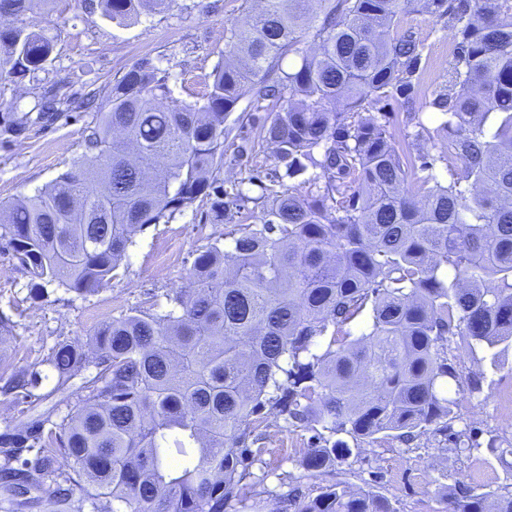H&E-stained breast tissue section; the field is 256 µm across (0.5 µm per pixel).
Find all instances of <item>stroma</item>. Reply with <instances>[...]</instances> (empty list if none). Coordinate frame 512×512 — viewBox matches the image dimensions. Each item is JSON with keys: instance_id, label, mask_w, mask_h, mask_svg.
Instances as JSON below:
<instances>
[{"instance_id": "stroma-1", "label": "stroma", "mask_w": 512, "mask_h": 512, "mask_svg": "<svg viewBox=\"0 0 512 512\" xmlns=\"http://www.w3.org/2000/svg\"><path fill=\"white\" fill-rule=\"evenodd\" d=\"M257 0H174L170 10L141 14L137 21L119 26L106 17L99 0H57L40 14L26 17L33 30L55 35L53 53L44 70L16 78L0 92V115L23 114L44 96L64 99L63 112L53 124L28 126L10 145L0 147V204L33 195L66 170L84 146L82 131L93 112L81 108L87 95L103 94L105 87L135 62L147 58L168 77L174 97L196 101L203 91L201 79L224 61L229 32L245 18ZM404 25L426 45L428 54L422 92L414 112L390 102L385 112L397 143L407 146L418 124L435 129L437 121L426 103L448 79V44L451 30L446 21L420 12H408ZM267 102L245 96L225 126V188L248 180L254 170L269 168L272 152L256 147L241 158L237 151L244 139L254 137L253 120L269 118ZM224 231L212 219L209 200H199L166 223L137 231L124 261V272L98 293L80 296L58 284L47 285L43 297L29 294L30 280L11 251L0 248V316L15 327L0 342V379L15 370H42L56 342L85 337L101 321L119 316L132 307L164 309L166 296L186 282L193 254L212 244ZM172 253V261L157 266L156 256ZM449 357L461 375L482 370L481 392H461L448 431H426L410 443L380 439L361 444L357 454L321 476L305 472L300 461L309 445L310 431L286 427L273 420L265 427L266 452L253 468L261 483L258 500L236 504L231 512H252L261 503L265 512L279 508V498L299 481L303 492L317 494L320 487L337 480L386 497L395 512H445L448 488L471 482L482 473L485 489L512 483V420L503 417L499 399L512 394V348L498 367L481 354L459 348ZM478 443L477 451H458V436ZM503 456H496V449Z\"/></svg>"}]
</instances>
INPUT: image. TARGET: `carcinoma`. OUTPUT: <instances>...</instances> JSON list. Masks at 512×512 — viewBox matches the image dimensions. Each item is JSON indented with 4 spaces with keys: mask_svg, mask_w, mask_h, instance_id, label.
Listing matches in <instances>:
<instances>
[{
    "mask_svg": "<svg viewBox=\"0 0 512 512\" xmlns=\"http://www.w3.org/2000/svg\"><path fill=\"white\" fill-rule=\"evenodd\" d=\"M55 0H0V84L43 69L53 37L19 25ZM174 0H100L123 25ZM230 30L224 63L192 103L172 97L151 61L107 91L84 152L51 184L0 206V241L31 291L80 295L118 275L134 234L204 197L215 221L251 200L231 194L224 119L248 94L273 117L257 139L274 165L251 184L268 194L257 222L195 252L187 284L164 311L131 308L87 340H61L45 362L59 400L0 434V498L19 510L31 491L50 510L228 512L248 498L269 417L318 425L301 466L332 472L379 438L445 432L460 385L451 344L512 347V0H261ZM454 31L434 156L405 154L379 104L410 105L425 46L401 26L409 8ZM316 48H304L308 37ZM299 58L285 71L283 60ZM42 97L1 116L9 142L59 116ZM447 162L448 181L435 172ZM324 186H318L319 180ZM359 327V334L352 327ZM81 377L80 384L73 379ZM38 372L15 371L0 394L36 409ZM67 412H62L61 407ZM294 512H395L384 496L335 482L291 488ZM448 512H512V489L460 484Z\"/></svg>",
    "mask_w": 512,
    "mask_h": 512,
    "instance_id": "cac0c4a2",
    "label": "carcinoma"
}]
</instances>
